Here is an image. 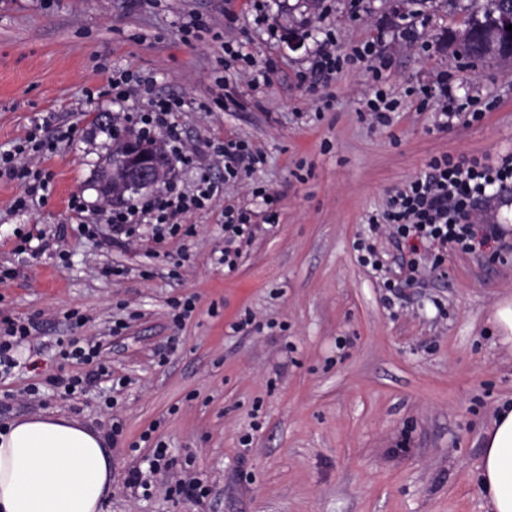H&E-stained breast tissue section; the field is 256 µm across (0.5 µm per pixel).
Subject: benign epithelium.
Returning a JSON list of instances; mask_svg holds the SVG:
<instances>
[{
    "instance_id": "benign-epithelium-1",
    "label": "benign epithelium",
    "mask_w": 512,
    "mask_h": 512,
    "mask_svg": "<svg viewBox=\"0 0 512 512\" xmlns=\"http://www.w3.org/2000/svg\"><path fill=\"white\" fill-rule=\"evenodd\" d=\"M123 159V166L101 185L103 198L111 203L120 202L129 193L156 187L168 171L167 158L155 143L145 151L130 140L123 148Z\"/></svg>"
}]
</instances>
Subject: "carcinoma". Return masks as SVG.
<instances>
[{
    "instance_id": "cac0c4a2",
    "label": "carcinoma",
    "mask_w": 512,
    "mask_h": 512,
    "mask_svg": "<svg viewBox=\"0 0 512 512\" xmlns=\"http://www.w3.org/2000/svg\"><path fill=\"white\" fill-rule=\"evenodd\" d=\"M448 3V15H461L458 26L450 31L441 43L444 48L472 50L473 43L484 40L488 49L471 57L487 60H498L500 55L495 51L500 17L501 0H445Z\"/></svg>"
}]
</instances>
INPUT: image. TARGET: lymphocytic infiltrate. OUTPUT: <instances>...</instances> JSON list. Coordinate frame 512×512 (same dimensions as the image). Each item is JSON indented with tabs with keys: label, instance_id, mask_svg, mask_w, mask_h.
Instances as JSON below:
<instances>
[{
	"label": "lymphocytic infiltrate",
	"instance_id": "1",
	"mask_svg": "<svg viewBox=\"0 0 512 512\" xmlns=\"http://www.w3.org/2000/svg\"><path fill=\"white\" fill-rule=\"evenodd\" d=\"M417 95L421 106L436 103L437 126L447 129L456 122L480 121L492 103L477 96H457L448 74L441 73L433 85L422 86ZM172 103L155 100L151 108L136 113L133 121L143 137L155 130L166 133V145L172 159L181 164L191 161L183 149L182 130L173 115ZM512 186V154L490 161L489 157L453 156L445 154L432 158L424 175L411 180L396 191L382 212L380 223L389 225L400 241L409 245L411 253L431 247H457L471 251L489 242L502 241L500 225L485 223L482 204L506 187ZM220 188L209 178H200L193 192H182L177 183H170L160 199H144L126 208L113 211L111 222L116 233L133 236L146 216L156 223L176 224L179 215L206 208ZM31 321L7 320L0 324V380L8 378L17 365V348L28 346L40 354L44 345ZM99 344L88 338H74L60 345L58 354L64 359H76L88 367L82 375L53 376L52 385L62 388L66 397L86 393L106 371L98 360Z\"/></svg>",
	"mask_w": 512,
	"mask_h": 512
}]
</instances>
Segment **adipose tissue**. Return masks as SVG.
Instances as JSON below:
<instances>
[{
    "label": "adipose tissue",
    "mask_w": 512,
    "mask_h": 512,
    "mask_svg": "<svg viewBox=\"0 0 512 512\" xmlns=\"http://www.w3.org/2000/svg\"><path fill=\"white\" fill-rule=\"evenodd\" d=\"M112 455L100 433L47 415L0 433V512H102ZM479 490L491 512H512V408L486 430Z\"/></svg>",
    "instance_id": "1"
}]
</instances>
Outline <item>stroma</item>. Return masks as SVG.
Segmentation results:
<instances>
[{"instance_id": "obj_1", "label": "stroma", "mask_w": 512, "mask_h": 512, "mask_svg": "<svg viewBox=\"0 0 512 512\" xmlns=\"http://www.w3.org/2000/svg\"><path fill=\"white\" fill-rule=\"evenodd\" d=\"M194 14L209 21L196 37L182 31ZM453 26L440 5L398 18L393 0H0V154L51 187L20 210L22 186L0 179V320H32L46 344L34 362L17 350L0 394L39 388L41 406L13 422L64 415L104 434L121 421L104 512H490L476 475L483 434L512 403V347L490 322L512 296V250L451 248L417 273L395 265L389 232L380 269L357 251L368 216L431 157L512 152V62L462 67L439 44ZM329 35L342 53L374 42L381 81L367 63L315 76ZM117 70L177 102L192 157L173 166L179 187L203 175L223 186L183 214L189 235L114 236L94 185L115 145L104 126L137 134L120 114L144 103L134 86L113 104ZM442 71L458 95L494 99L482 121L442 131L405 96ZM379 86L401 102L383 130L363 117ZM33 134L55 152L27 149ZM228 141L261 158L231 182L218 154ZM228 209L253 225L231 270ZM23 236L33 245L20 253ZM188 298L193 312L173 325L172 303ZM74 336L100 341L112 378L65 399L48 379L76 371L56 354ZM152 425L175 467L206 481L204 503L167 498L165 472L149 492L126 487Z\"/></svg>"}]
</instances>
